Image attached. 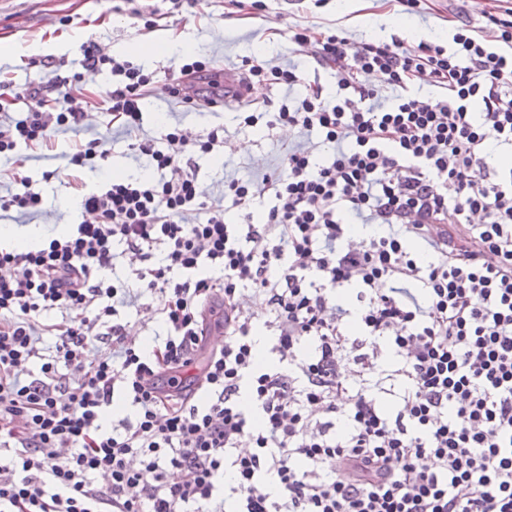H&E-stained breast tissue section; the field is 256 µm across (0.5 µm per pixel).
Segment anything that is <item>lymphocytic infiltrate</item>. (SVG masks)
Returning a JSON list of instances; mask_svg holds the SVG:
<instances>
[{
	"mask_svg": "<svg viewBox=\"0 0 512 512\" xmlns=\"http://www.w3.org/2000/svg\"><path fill=\"white\" fill-rule=\"evenodd\" d=\"M484 17L486 34L457 25L449 49L290 27L331 97L244 58L247 83L296 95L240 127L313 132L328 155L286 146L216 206L193 157L223 151V127L140 139L151 74L84 43L155 175L81 192L85 221L45 248H0V512H512V167L493 160L512 150V6ZM80 79L23 88L0 158L80 129ZM168 91L190 112L227 95L206 59ZM118 244L137 291L97 278ZM156 292L166 333L146 353L115 317ZM55 308L70 318L41 323ZM208 325L224 344L189 375ZM117 396L134 417L108 430Z\"/></svg>",
	"mask_w": 512,
	"mask_h": 512,
	"instance_id": "1",
	"label": "lymphocytic infiltrate"
}]
</instances>
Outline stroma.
I'll use <instances>...</instances> for the list:
<instances>
[{"label":"stroma","mask_w":512,"mask_h":512,"mask_svg":"<svg viewBox=\"0 0 512 512\" xmlns=\"http://www.w3.org/2000/svg\"><path fill=\"white\" fill-rule=\"evenodd\" d=\"M489 6V0H426L420 12L410 15L398 0H265L262 9L242 11L231 10L227 0H199L198 4L179 8L171 0H0V44H11L20 54L19 61H0V80L19 90L30 82L51 79L56 73L65 76L79 71L81 46L89 39L97 41L108 55L125 60L132 43L180 33L197 39L200 57L212 60L215 68L229 77L240 74L242 58L254 53L256 46L273 33L277 36L276 46L263 52V59L276 66L296 67L310 77L318 76L325 92L330 94L334 91L331 78L320 72L309 50L289 43V26L343 30L353 40H369L379 38L378 21L382 15H395L425 27L429 41L445 46L452 39L454 19L481 27L483 13ZM138 10L155 12L158 28L144 30L142 21L134 16ZM182 62V56L173 55L150 64L154 80L142 102V135L149 139L160 137L167 124H181L196 134L223 124L232 146L223 165L212 166L205 155L196 158L198 185L208 200L223 199L225 178L246 179L278 165L283 143L313 145V137L297 130L262 125L239 129V108L251 110L268 99L282 100L288 91L279 86L255 88L250 99L238 108L184 111L166 91ZM95 138L102 139L108 154L93 171L83 169L76 173L63 160L31 153L21 170L41 191L44 202L39 210L25 215H0V225L9 224L21 231L34 227L42 239H49L60 229H72L82 220L79 196L70 185L73 175H80L90 189L108 181L113 164L143 170V161L131 156L123 132L111 125L104 110H90L87 125L80 130L55 133L62 150L69 149L75 141Z\"/></svg>","instance_id":"35a3bbf8"}]
</instances>
